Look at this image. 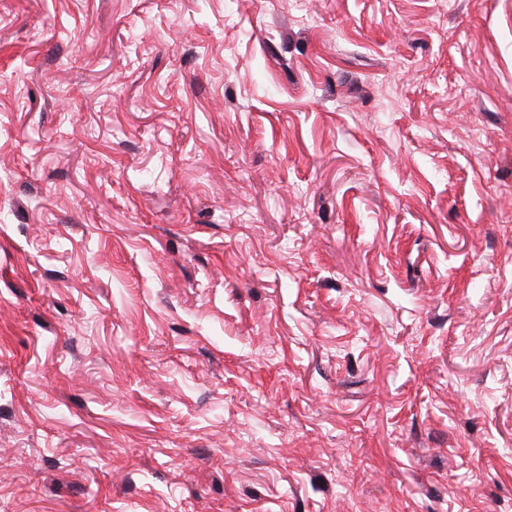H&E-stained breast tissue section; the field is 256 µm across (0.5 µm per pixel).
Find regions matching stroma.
I'll return each mask as SVG.
<instances>
[{
	"instance_id": "35a3bbf8",
	"label": "stroma",
	"mask_w": 512,
	"mask_h": 512,
	"mask_svg": "<svg viewBox=\"0 0 512 512\" xmlns=\"http://www.w3.org/2000/svg\"><path fill=\"white\" fill-rule=\"evenodd\" d=\"M0 512H512V0H0Z\"/></svg>"
}]
</instances>
